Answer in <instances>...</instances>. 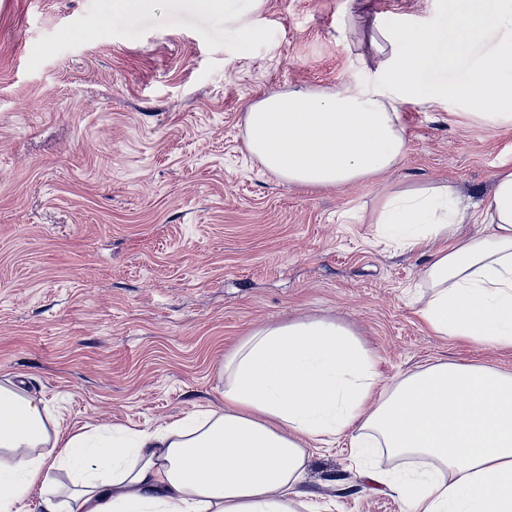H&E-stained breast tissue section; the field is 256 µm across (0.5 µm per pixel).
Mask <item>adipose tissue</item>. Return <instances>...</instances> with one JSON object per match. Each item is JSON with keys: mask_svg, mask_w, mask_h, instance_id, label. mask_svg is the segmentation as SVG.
I'll use <instances>...</instances> for the list:
<instances>
[{"mask_svg": "<svg viewBox=\"0 0 512 512\" xmlns=\"http://www.w3.org/2000/svg\"><path fill=\"white\" fill-rule=\"evenodd\" d=\"M510 30L494 45L492 30ZM368 89L273 93L245 114L246 148L289 185L356 183L405 152L401 105L445 103L512 127V0H443L430 26L388 31ZM485 50L474 53L473 48ZM379 222L404 246L438 242L420 310L438 335L512 346V170L471 205L441 184L388 196ZM467 224L489 234L466 236ZM372 359L336 321L258 329L224 357V406L108 444L62 436L40 399L0 384V512H305L307 446L350 435L355 456H419L426 468L369 472L409 512H512V375L438 362L379 389ZM67 470L70 485L51 471Z\"/></svg>", "mask_w": 512, "mask_h": 512, "instance_id": "1", "label": "adipose tissue"}]
</instances>
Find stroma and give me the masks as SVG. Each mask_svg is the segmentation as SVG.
I'll return each mask as SVG.
<instances>
[{
    "label": "stroma",
    "mask_w": 512,
    "mask_h": 512,
    "mask_svg": "<svg viewBox=\"0 0 512 512\" xmlns=\"http://www.w3.org/2000/svg\"><path fill=\"white\" fill-rule=\"evenodd\" d=\"M0 0V381L68 434L138 431L224 404V355L253 330L336 319L383 382L437 362L512 373V347L421 319L430 248L383 236L384 197L442 183L473 201L512 169V129L401 106L402 160L302 188L245 146V112L291 89L370 85L377 27L431 24L439 0ZM260 36L241 53L237 32ZM350 436L311 450V512H405Z\"/></svg>",
    "instance_id": "1"
}]
</instances>
